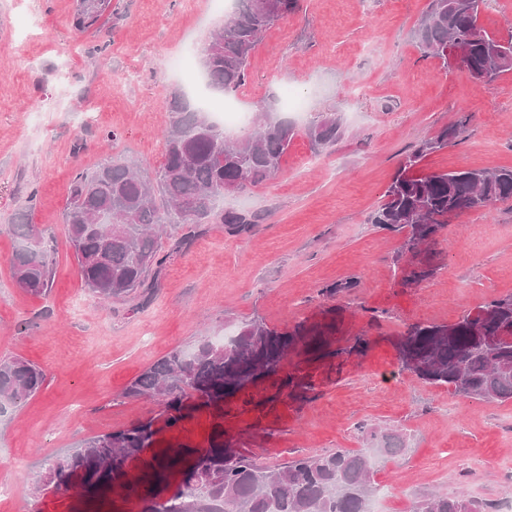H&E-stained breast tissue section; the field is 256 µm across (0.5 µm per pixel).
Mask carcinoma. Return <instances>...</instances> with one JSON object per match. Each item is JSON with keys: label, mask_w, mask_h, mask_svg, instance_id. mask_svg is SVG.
<instances>
[{"label": "carcinoma", "mask_w": 512, "mask_h": 512, "mask_svg": "<svg viewBox=\"0 0 512 512\" xmlns=\"http://www.w3.org/2000/svg\"><path fill=\"white\" fill-rule=\"evenodd\" d=\"M111 0L96 11L78 4L74 26L87 31L100 25ZM483 0H431L416 37L425 58L448 64L445 48L453 39L470 46L463 67L493 66L491 79L512 73V39L502 41L479 23ZM277 19L262 0H235L224 27L211 38L202 58L207 85L222 94L234 93L247 78L249 57L263 31ZM169 126L164 133V160L155 175L131 160L106 159L74 174L67 190L65 226L79 274L94 297L122 299L145 285L158 258L157 231L168 224H187L178 246L191 243L192 230L214 213L235 233L253 220L243 213L219 210L224 195L257 186L279 169L294 137L285 119L267 117L247 137L229 141L224 128L181 94L167 100ZM460 121L412 150L386 187L381 205L369 223L392 232L407 231L404 244L422 245L445 228L448 219L465 211L512 200V168L432 171L414 169L448 137L460 133ZM312 145L336 142L340 125L326 116L308 129ZM13 233L20 245L10 259L18 288L33 295L47 293L55 277L51 238L19 216ZM434 273L430 259L411 266L404 278L418 284ZM336 320L301 321L283 329L253 320L227 342L204 340L189 350L176 348L144 370L125 390L133 398L150 397L161 406L164 426L173 428L201 407L224 416V400L256 381L277 374L294 351L315 359L362 352L356 340L347 351L332 348ZM512 332V295L493 298L478 312L452 324L417 323L396 342L402 365L417 377L445 386L465 398L512 401V371L496 370L495 359L512 366V348L499 353L483 348L486 336ZM44 374L28 361L0 360V411L36 395ZM160 429L154 419L82 441L72 451L43 462L35 490L76 488L89 498L121 494L142 504L141 512H368L376 493L375 456L332 453L297 458L277 467L258 464L224 442L216 423L208 447L169 448L150 457ZM181 471L176 491L162 495L170 476ZM474 499L428 493L412 512H482Z\"/></svg>", "instance_id": "1"}]
</instances>
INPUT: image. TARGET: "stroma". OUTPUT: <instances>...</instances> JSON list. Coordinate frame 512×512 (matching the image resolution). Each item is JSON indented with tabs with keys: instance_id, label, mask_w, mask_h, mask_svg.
Returning a JSON list of instances; mask_svg holds the SVG:
<instances>
[{
	"instance_id": "obj_1",
	"label": "stroma",
	"mask_w": 512,
	"mask_h": 512,
	"mask_svg": "<svg viewBox=\"0 0 512 512\" xmlns=\"http://www.w3.org/2000/svg\"><path fill=\"white\" fill-rule=\"evenodd\" d=\"M77 0H0V359L43 370L42 389L0 413V512H139L111 495L35 492L41 462L84 439L159 417L124 397L145 369L176 348L238 333L254 319L280 328L341 316V356L290 355L271 376L224 405V438L272 466L337 450L379 448L400 435L404 452L382 458L371 504L410 512L434 489L476 499L487 512L512 503V401L469 399L403 370L397 339L415 323L451 324L486 300L512 295V200L450 218L424 247L435 275L404 283L413 258L404 234L369 215L407 151L458 116L463 132L428 154L421 171L512 167V73L473 81L456 64L423 58L414 30L430 0H299L263 35L235 99L251 120L272 111L295 135L279 172L224 198L253 217L248 232L220 219L187 250L181 229L160 238L162 265L143 292L102 305L85 289L64 225L66 188L107 157L156 171L163 161L165 100L201 96L200 39L222 28L210 0H112L101 27H74ZM210 111L221 94L205 96ZM342 134L315 150L308 127L326 115ZM53 239L56 273L37 297L14 283L18 216ZM345 290L327 295V286ZM364 352H353L356 339ZM303 378L289 393L283 375ZM214 418L196 411L162 430L158 448L206 447Z\"/></svg>"
}]
</instances>
